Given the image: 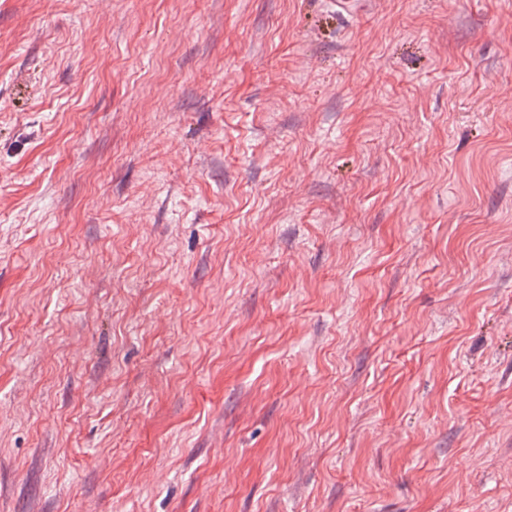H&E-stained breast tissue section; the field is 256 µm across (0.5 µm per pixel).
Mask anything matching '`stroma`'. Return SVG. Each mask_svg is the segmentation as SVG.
<instances>
[{
    "mask_svg": "<svg viewBox=\"0 0 512 512\" xmlns=\"http://www.w3.org/2000/svg\"><path fill=\"white\" fill-rule=\"evenodd\" d=\"M0 512H512V0H0Z\"/></svg>",
    "mask_w": 512,
    "mask_h": 512,
    "instance_id": "obj_1",
    "label": "stroma"
}]
</instances>
